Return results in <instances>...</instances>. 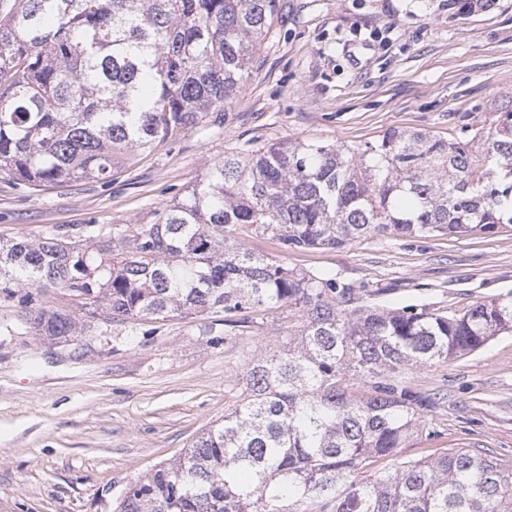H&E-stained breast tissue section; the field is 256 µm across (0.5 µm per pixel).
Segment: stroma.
Returning a JSON list of instances; mask_svg holds the SVG:
<instances>
[{"instance_id": "35a3bbf8", "label": "stroma", "mask_w": 512, "mask_h": 512, "mask_svg": "<svg viewBox=\"0 0 512 512\" xmlns=\"http://www.w3.org/2000/svg\"><path fill=\"white\" fill-rule=\"evenodd\" d=\"M512 110V0H279L251 75L224 117L105 180L45 190L0 178V242L110 238L181 199L225 153L250 142L355 147L394 128L445 138ZM249 250L289 267L333 271L381 289L386 305L447 310L512 297V227L492 235H374L338 249L282 253L254 235ZM63 312L78 333L60 343L31 316ZM288 339V319L228 327L220 313L109 321L64 288H0V512H113L125 486L174 460L218 424L244 367ZM401 381L435 398L403 456L486 448L512 459V335Z\"/></svg>"}]
</instances>
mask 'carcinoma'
Masks as SVG:
<instances>
[{"mask_svg": "<svg viewBox=\"0 0 512 512\" xmlns=\"http://www.w3.org/2000/svg\"><path fill=\"white\" fill-rule=\"evenodd\" d=\"M278 0H0V177L31 189L106 179L240 93ZM512 224V111L448 141L395 128L354 148L279 141L224 155L150 224L77 248L0 243V286L68 288L119 320L288 315L246 363L239 400L116 512H512V461L485 448L403 460L422 400L396 375L512 335V298L388 307L246 248H342L375 234H494ZM35 328L76 333L66 314ZM394 462L370 475L380 460Z\"/></svg>", "mask_w": 512, "mask_h": 512, "instance_id": "cac0c4a2", "label": "carcinoma"}]
</instances>
